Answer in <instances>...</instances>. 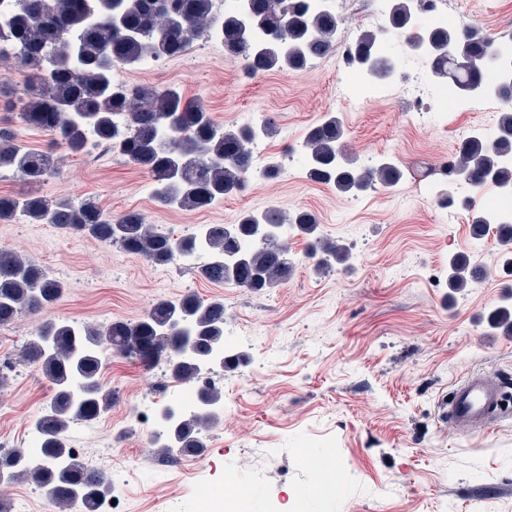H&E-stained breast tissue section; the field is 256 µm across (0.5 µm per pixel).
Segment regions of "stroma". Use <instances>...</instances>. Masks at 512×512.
<instances>
[{
  "label": "stroma",
  "instance_id": "stroma-1",
  "mask_svg": "<svg viewBox=\"0 0 512 512\" xmlns=\"http://www.w3.org/2000/svg\"><path fill=\"white\" fill-rule=\"evenodd\" d=\"M442 8L452 25L475 22L484 33L512 39V0H443ZM382 38L403 58L404 71L375 82L363 104L339 90L337 79L348 69L341 49L300 72L251 78L219 44L195 61L170 58L158 70L135 68L127 77L177 89L222 125L272 117L278 132L263 141L268 161L280 160L311 126L335 114L352 152L387 157L401 170L392 187L349 197L311 181L296 163L285 175L226 196L220 210L166 209L141 193L148 179L141 168L105 153L92 164L71 155L70 168L38 188L47 198L87 199L115 215L142 213L176 237L270 206L307 210L326 236L352 248L350 261L330 274L317 272L299 236L290 240L298 260L292 277L254 294L50 224L0 221V250L22 255L64 284L60 300L40 316L0 326V360L17 359L39 321L103 329L191 292L223 299L227 323L241 338L237 349L246 359L224 375L223 421L206 431L203 454L169 473L150 466L158 455L153 428L136 411L157 388L172 395L183 383L134 360L104 359L112 405L90 429L70 425L68 437L93 465L122 472L123 512H203L195 496L202 479L230 492L250 487L241 512H272L280 498L300 504V512H512V415L473 432L449 426L446 414L448 392L466 373L512 383V334L485 320L512 296V279L498 266L496 233H471L497 188L452 184L468 206L438 211L429 199L437 177L420 170L451 157L468 129L494 137L501 104L477 96L472 111L424 123L410 83L426 61L401 35L387 31ZM455 255L488 270L461 293L447 283ZM51 395L50 383L33 369L10 373L0 388V439L31 448L28 419Z\"/></svg>",
  "mask_w": 512,
  "mask_h": 512
}]
</instances>
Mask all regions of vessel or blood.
Listing matches in <instances>:
<instances>
[{
    "instance_id": "vessel-or-blood-1",
    "label": "vessel or blood",
    "mask_w": 512,
    "mask_h": 512,
    "mask_svg": "<svg viewBox=\"0 0 512 512\" xmlns=\"http://www.w3.org/2000/svg\"><path fill=\"white\" fill-rule=\"evenodd\" d=\"M505 388L502 380L481 372L468 373L448 395L449 426L484 430L505 414Z\"/></svg>"
}]
</instances>
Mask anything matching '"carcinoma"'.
Listing matches in <instances>:
<instances>
[{
    "mask_svg": "<svg viewBox=\"0 0 512 512\" xmlns=\"http://www.w3.org/2000/svg\"><path fill=\"white\" fill-rule=\"evenodd\" d=\"M237 10L214 11L213 0H14L10 26L0 28V51L13 52L30 72L32 87L9 100L17 124L0 126V174L30 186L49 178L50 154L21 143L20 129L38 128L72 153L88 151L92 133L107 151L139 166L158 181L155 200L178 209H206L244 190L255 176L275 179L282 167L263 164L251 149L254 140L277 132L266 117L259 124L224 126L204 106L173 88L112 80L118 68H134L145 56L174 57L205 33L222 39L224 51L257 75L273 70H304L309 61L336 47L339 18L310 9L306 0H240ZM416 0H390L381 27L360 32L349 45L347 64L374 79L397 73L381 35L393 30L410 49L423 54L434 81L449 83L462 96L486 95L502 104L496 133L488 140L467 137L443 165L441 183L462 182L473 189L488 183L512 189V58L499 51L502 41L469 26H418ZM163 16V23L155 15ZM341 121L328 114L303 138L308 177L347 196H357L400 179L388 159L358 161L344 144ZM28 218L110 243L155 265H169L202 245L208 260L197 266L205 280L263 293L288 281L296 259L289 235L306 238L318 269L351 259L350 248L320 233L308 211L277 207L242 215L234 224H207L201 234L174 238L139 212L114 216L87 200H50L37 192L0 196V220ZM501 264L512 274V224L498 226ZM481 266L465 256L450 259L448 288L462 291L477 283ZM64 286L39 265L0 251V326L22 314L35 315L54 305ZM493 328L512 332V307L492 311ZM224 301L189 293L177 301L159 300L135 321L114 320L106 331L68 321L42 322L23 346L19 362L50 382L53 394L39 415L42 463L29 468L0 461L7 482L28 481L50 491L68 512H100L97 490L105 473L70 456L67 431L77 419L97 420L112 405V390L100 374L101 352L143 363L165 361L172 379L195 383L203 369L233 371L245 355L226 354ZM195 415L170 423L154 442L162 456L188 455L205 447L204 432L218 420L224 391L197 389Z\"/></svg>",
    "mask_w": 512,
    "mask_h": 512,
    "instance_id": "obj_1",
    "label": "carcinoma"
}]
</instances>
